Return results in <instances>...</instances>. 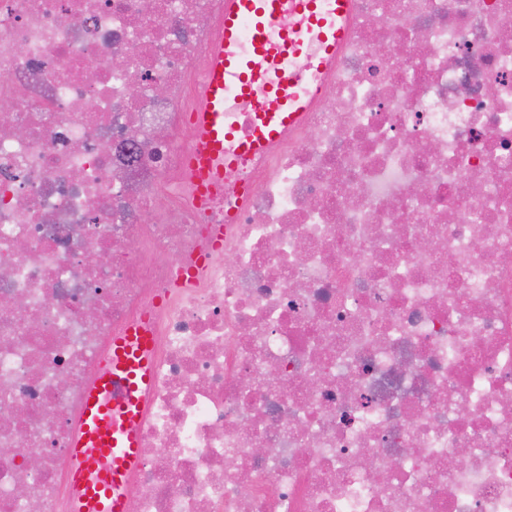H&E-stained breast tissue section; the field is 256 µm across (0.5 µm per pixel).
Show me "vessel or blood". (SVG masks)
I'll return each instance as SVG.
<instances>
[{"label": "vessel or blood", "instance_id": "obj_1", "mask_svg": "<svg viewBox=\"0 0 512 512\" xmlns=\"http://www.w3.org/2000/svg\"><path fill=\"white\" fill-rule=\"evenodd\" d=\"M284 0H224V22L210 51L203 102L191 115L196 141L186 166L198 198L223 184L225 172L245 157L263 155L300 125L310 106L296 74L281 69L259 85V60L270 46L306 52L305 34L279 26ZM318 32L322 67H329L346 38L354 0H291ZM246 107V127L233 114ZM153 339L145 326L112 339V354L83 405V436L70 456L79 493L76 512H127L126 485L142 461L135 430L151 385Z\"/></svg>", "mask_w": 512, "mask_h": 512}]
</instances>
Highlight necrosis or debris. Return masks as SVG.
<instances>
[{
  "label": "necrosis or debris",
  "instance_id": "1",
  "mask_svg": "<svg viewBox=\"0 0 512 512\" xmlns=\"http://www.w3.org/2000/svg\"><path fill=\"white\" fill-rule=\"evenodd\" d=\"M223 17L0 0V512H74L84 395L139 323L129 512H512V0H356L330 69L295 61L303 125L200 208Z\"/></svg>",
  "mask_w": 512,
  "mask_h": 512
}]
</instances>
